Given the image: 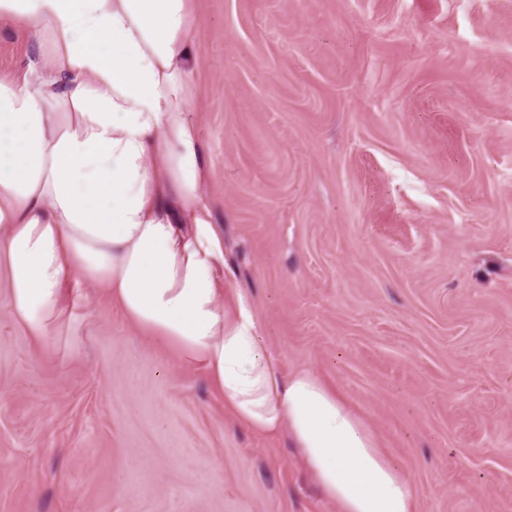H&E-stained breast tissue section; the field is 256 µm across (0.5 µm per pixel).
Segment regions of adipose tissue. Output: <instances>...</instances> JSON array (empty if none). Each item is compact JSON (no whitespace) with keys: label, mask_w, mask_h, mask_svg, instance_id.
Listing matches in <instances>:
<instances>
[{"label":"adipose tissue","mask_w":512,"mask_h":512,"mask_svg":"<svg viewBox=\"0 0 512 512\" xmlns=\"http://www.w3.org/2000/svg\"><path fill=\"white\" fill-rule=\"evenodd\" d=\"M25 31L0 77V269L32 339L64 317L66 284L102 286L144 335L200 367L237 426L288 432L339 512H416L410 475L335 389L280 376L205 195L193 0H0Z\"/></svg>","instance_id":"obj_1"}]
</instances>
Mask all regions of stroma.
<instances>
[{
	"label": "stroma",
	"instance_id": "35a3bbf8",
	"mask_svg": "<svg viewBox=\"0 0 512 512\" xmlns=\"http://www.w3.org/2000/svg\"><path fill=\"white\" fill-rule=\"evenodd\" d=\"M217 277L340 390L416 512H512V0H194ZM30 44L0 23V75ZM0 290V512H338L286 434L78 290Z\"/></svg>",
	"mask_w": 512,
	"mask_h": 512
}]
</instances>
